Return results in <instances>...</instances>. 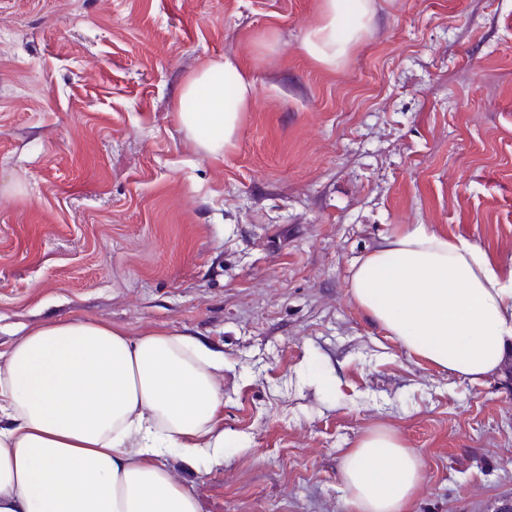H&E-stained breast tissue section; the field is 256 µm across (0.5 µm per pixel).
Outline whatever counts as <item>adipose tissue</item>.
<instances>
[{
	"label": "adipose tissue",
	"instance_id": "1",
	"mask_svg": "<svg viewBox=\"0 0 512 512\" xmlns=\"http://www.w3.org/2000/svg\"><path fill=\"white\" fill-rule=\"evenodd\" d=\"M371 0H320L303 47L333 67L362 40ZM254 92L232 56L204 61L178 111L193 145L220 158ZM350 294L389 336L432 366L478 383L512 355V268L464 237L398 224L352 266ZM224 358L177 333L130 337L75 318L29 330L0 355V512H198L158 459L224 451L216 418ZM352 512H409L418 454L389 429L342 462Z\"/></svg>",
	"mask_w": 512,
	"mask_h": 512
}]
</instances>
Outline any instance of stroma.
<instances>
[{
    "instance_id": "1",
    "label": "stroma",
    "mask_w": 512,
    "mask_h": 512,
    "mask_svg": "<svg viewBox=\"0 0 512 512\" xmlns=\"http://www.w3.org/2000/svg\"><path fill=\"white\" fill-rule=\"evenodd\" d=\"M319 2L0 0V352L87 316L223 353V458L160 459L199 512H349L377 427L421 459L412 512H496L512 371L438 370L348 283L395 224L512 267V0H373L333 69ZM227 54L254 95L217 161L177 111Z\"/></svg>"
}]
</instances>
